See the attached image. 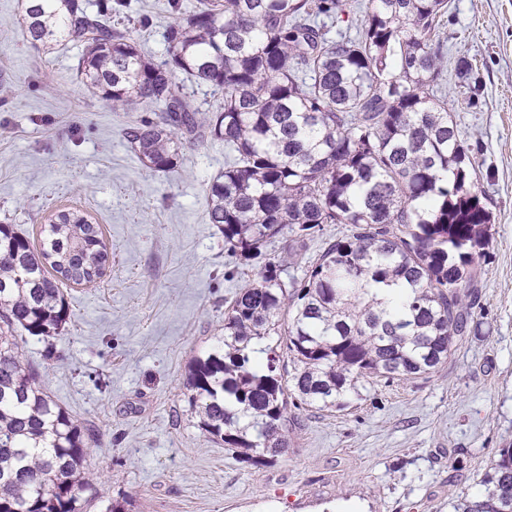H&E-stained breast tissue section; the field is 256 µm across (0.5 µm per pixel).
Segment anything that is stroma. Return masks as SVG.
<instances>
[{
  "label": "stroma",
  "instance_id": "35a3bbf8",
  "mask_svg": "<svg viewBox=\"0 0 512 512\" xmlns=\"http://www.w3.org/2000/svg\"><path fill=\"white\" fill-rule=\"evenodd\" d=\"M21 15V0H0V224L36 244L52 211L76 206L110 254L95 285L64 283L70 317L53 357L18 338L54 399L95 433L90 512L124 496L132 512H455L479 493L512 444V0H448L445 28L449 107L495 220L481 333L432 374L374 380L342 409L300 405L288 453L261 469L205 438L183 386L243 279L207 218L223 144L192 142L176 171L147 169L125 135L145 112L88 95L80 48L34 49ZM112 21L165 58L169 0H127ZM461 56L481 86L473 98L456 84Z\"/></svg>",
  "mask_w": 512,
  "mask_h": 512
}]
</instances>
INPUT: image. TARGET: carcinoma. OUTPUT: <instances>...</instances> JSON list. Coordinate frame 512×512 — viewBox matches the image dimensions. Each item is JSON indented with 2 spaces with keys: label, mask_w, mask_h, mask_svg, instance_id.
Instances as JSON below:
<instances>
[{
  "label": "carcinoma",
  "mask_w": 512,
  "mask_h": 512,
  "mask_svg": "<svg viewBox=\"0 0 512 512\" xmlns=\"http://www.w3.org/2000/svg\"><path fill=\"white\" fill-rule=\"evenodd\" d=\"M349 0H170L167 57H145L112 24V0H24L35 49L83 48L86 91L114 110L156 108L128 128L144 166L182 164L183 139L224 143L207 186L208 222L242 269L258 268L224 311V336L194 359L184 387L199 427L241 461L270 467L305 405L343 408L381 378L448 363L474 320L494 219L443 89L448 0H368L336 37L316 18ZM224 94L213 111L178 76ZM461 87L479 83L466 57ZM325 224L341 230L313 256ZM40 247L0 224V512H85L92 430L75 423L23 360L25 331L53 355L69 318L60 283L92 284L109 253L77 210L48 218ZM284 240L277 256L268 254ZM458 512H512V448L498 449Z\"/></svg>",
  "instance_id": "carcinoma-1"
}]
</instances>
